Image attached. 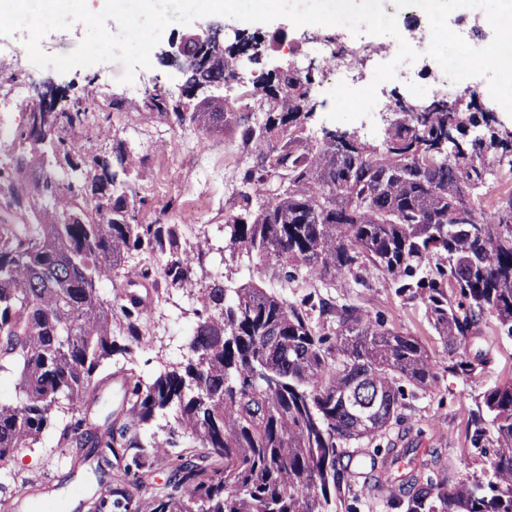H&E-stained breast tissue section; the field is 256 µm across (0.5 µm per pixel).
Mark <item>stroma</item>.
<instances>
[{
    "label": "stroma",
    "instance_id": "stroma-1",
    "mask_svg": "<svg viewBox=\"0 0 512 512\" xmlns=\"http://www.w3.org/2000/svg\"><path fill=\"white\" fill-rule=\"evenodd\" d=\"M250 32L276 43L263 62L267 70L289 60L292 46L313 52L323 40L334 39L353 47L355 64L360 67L379 54L382 46L394 42L393 37L385 36L380 44H369L341 26L297 30L286 19L253 24ZM150 62V67L136 68L132 83L126 84L120 80L123 66L117 62L77 67L62 74L35 66L24 53L0 55V160L14 154V135L34 103L33 87L45 80L54 81L63 108L80 101L97 112L111 111L112 102L141 100L146 90L156 85L179 97L177 72L163 66L158 56H151ZM241 96V91H227L220 133H204L190 121L181 126L171 124L146 108L111 112L112 129L93 125L88 133L106 147L124 142L142 158L149 176L133 185L137 221L207 229L211 250L203 266L208 272L223 274L229 286L253 282L293 304L309 297L336 308L350 306L386 327L418 338L439 364L426 393L405 402L399 426L418 430L421 437L417 451L401 460L398 469L408 471L435 450L443 464L464 473L481 471L488 461L476 456L470 443V414L475 398L484 390L512 380V337L503 333L496 317L484 316L481 334L466 344L468 353L481 355V364L469 377L454 375L448 371V357L425 303L401 293L390 277L368 272L320 280L300 270L288 278L259 255L225 251L224 214L234 206L238 173L243 167L235 118ZM487 169L486 186L475 196L477 206L507 207L512 202V159L493 155ZM136 293L146 301L148 331L135 349L131 367L148 378L163 362L180 358L186 333L197 321L199 304L187 292L167 288L159 278L143 283ZM57 435V428H49L40 444L20 449L0 468V510L25 494L33 500L41 496L60 503L62 512H93L91 496L99 480L126 481L130 454L105 455L92 467L83 463L82 449L57 447Z\"/></svg>",
    "mask_w": 512,
    "mask_h": 512
}]
</instances>
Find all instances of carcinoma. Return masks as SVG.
Listing matches in <instances>:
<instances>
[{"label": "carcinoma", "mask_w": 512, "mask_h": 512, "mask_svg": "<svg viewBox=\"0 0 512 512\" xmlns=\"http://www.w3.org/2000/svg\"><path fill=\"white\" fill-rule=\"evenodd\" d=\"M187 50L185 84L226 80ZM318 74L295 72L281 83L262 73L245 96L262 106V122H241L246 154L240 175L248 189L224 215V248L291 263L318 278L353 271L388 275L420 297L448 355V371L469 376L475 362L463 344L493 314L512 330V204L477 208L492 152L511 151L506 136L467 137L477 126L472 103L447 93L415 109L395 102L379 145L344 148L306 131L311 86ZM143 103L167 121L189 119L205 131L224 128V113L170 103L162 88ZM78 103L64 112L31 109L16 132L15 163L0 164V374L13 393L0 395V464L38 443L60 413L75 411L111 375L115 355L130 357L146 331L131 289L151 277L197 294L202 305L184 360L149 381L130 374L119 428L107 413L103 433L84 461L114 444L136 448L127 468L145 473L153 457L188 437L205 449L202 463H179L171 491L143 500L123 484H107L96 509L113 512H333L336 490L357 475L346 448L372 440L400 419L405 396L432 386L437 360L418 339L390 330L352 307L325 304L338 319L329 334L304 307L254 285L229 288L215 277L196 287L194 265L209 250L190 243L178 224H140L132 185L148 172L118 142L108 153L75 131L111 126ZM453 127L458 140H448ZM52 154L68 167L60 179L27 158ZM468 196L470 220L457 216ZM158 256L156 267L128 265L136 254ZM443 264L425 273L420 264ZM116 288L106 297L103 288ZM174 415L166 438L143 439L153 421ZM86 420L70 417L57 447L87 439ZM490 456L480 474L439 466V456L393 483L382 474L414 452L401 432L381 466L371 462L366 485L398 512H512V381L486 390L471 436Z\"/></svg>", "instance_id": "cac0c4a2"}]
</instances>
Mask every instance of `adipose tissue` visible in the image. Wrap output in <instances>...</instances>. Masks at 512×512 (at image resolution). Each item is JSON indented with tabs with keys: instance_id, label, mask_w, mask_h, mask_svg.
Segmentation results:
<instances>
[{
	"instance_id": "obj_1",
	"label": "adipose tissue",
	"mask_w": 512,
	"mask_h": 512,
	"mask_svg": "<svg viewBox=\"0 0 512 512\" xmlns=\"http://www.w3.org/2000/svg\"><path fill=\"white\" fill-rule=\"evenodd\" d=\"M45 12L48 16L76 14L75 24L68 28L70 38L81 37L85 28L97 26L99 32L108 34L112 31L114 22H122L127 31L146 33L147 28L142 23L143 15L152 13L157 5V0H142L139 15H127L114 12L111 5L94 4L93 0H43Z\"/></svg>"
}]
</instances>
